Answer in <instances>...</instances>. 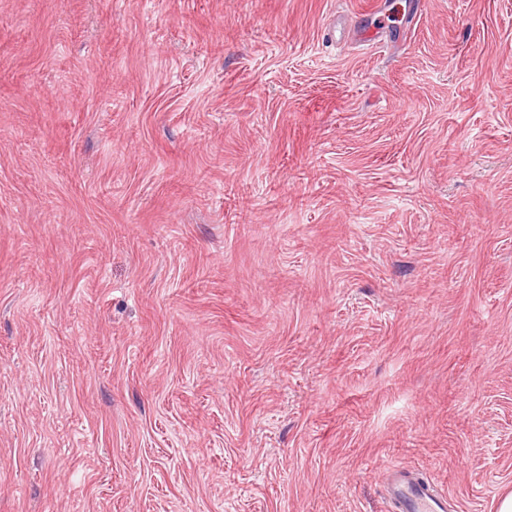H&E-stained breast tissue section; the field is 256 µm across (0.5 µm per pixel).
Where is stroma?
<instances>
[{
	"label": "stroma",
	"instance_id": "1",
	"mask_svg": "<svg viewBox=\"0 0 512 512\" xmlns=\"http://www.w3.org/2000/svg\"><path fill=\"white\" fill-rule=\"evenodd\" d=\"M406 2L0 0V512H497L512 0ZM393 466L388 470L385 495L395 512H447L448 497L432 478Z\"/></svg>",
	"mask_w": 512,
	"mask_h": 512
}]
</instances>
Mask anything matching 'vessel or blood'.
<instances>
[{
	"instance_id": "b4317fda",
	"label": "vessel or blood",
	"mask_w": 512,
	"mask_h": 512,
	"mask_svg": "<svg viewBox=\"0 0 512 512\" xmlns=\"http://www.w3.org/2000/svg\"><path fill=\"white\" fill-rule=\"evenodd\" d=\"M385 495L392 512H448V498L436 482L409 469L389 468Z\"/></svg>"
}]
</instances>
